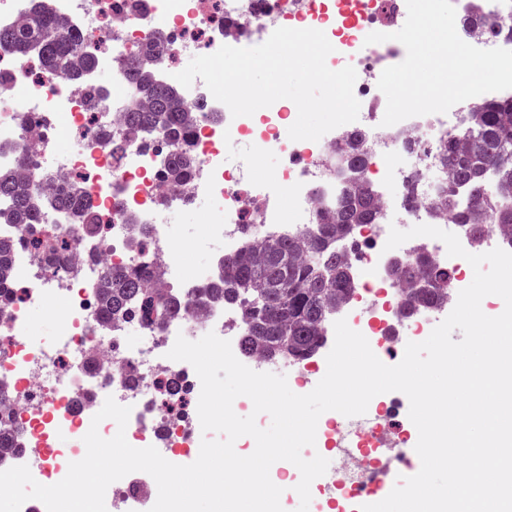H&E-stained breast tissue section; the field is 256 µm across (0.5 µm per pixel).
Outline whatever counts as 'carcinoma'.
Wrapping results in <instances>:
<instances>
[{"label": "carcinoma", "instance_id": "carcinoma-1", "mask_svg": "<svg viewBox=\"0 0 512 512\" xmlns=\"http://www.w3.org/2000/svg\"><path fill=\"white\" fill-rule=\"evenodd\" d=\"M0 43L21 55H39L50 69H65L74 80L82 79L95 65L94 53L81 46L44 4L25 23L0 29ZM127 71L139 98L147 103L144 108L134 103L126 112L127 123L166 137L170 175L190 178V159L183 144L191 120L184 102L140 63L129 62ZM363 140L359 132L347 134L346 146L337 154L336 163L347 171L348 188L332 215L319 217L318 223L298 235L267 240L256 250L224 261L222 273L203 289L213 301L245 307V350L268 358L310 356L326 318L351 293L348 264L336 243L354 239L357 225L375 219L378 204L377 188L366 176L368 154ZM439 155L448 169L440 205L453 213L457 223L468 225L476 238L482 237L490 222L512 233V99L492 101L467 113L459 131L440 139ZM0 199L10 201V217L19 230L31 233L43 204L37 191L0 173ZM392 272L408 287V313L447 299L451 274L425 252L394 266ZM149 276L146 271H130L119 280L105 273L104 314L125 320L152 319L156 324L181 314L171 294L145 287ZM424 279L429 287H415Z\"/></svg>", "mask_w": 512, "mask_h": 512}]
</instances>
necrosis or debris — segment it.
I'll return each instance as SVG.
<instances>
[{"instance_id": "1", "label": "necrosis or debris", "mask_w": 512, "mask_h": 512, "mask_svg": "<svg viewBox=\"0 0 512 512\" xmlns=\"http://www.w3.org/2000/svg\"><path fill=\"white\" fill-rule=\"evenodd\" d=\"M51 9L85 46L95 49L97 68L112 75V93L92 104L89 81L49 76L41 57L1 46L0 74L9 80L0 87V172L23 173L36 188H63L82 196L96 208L104 231L89 239L72 209L45 213L36 236L0 224V239L12 242L6 300L0 304V430L14 438L13 451L0 457V470L22 465L29 456L47 455L52 466L31 467L33 478L43 485L61 481L70 462L81 460L85 451L56 447V438L83 439L110 396L131 409L125 432L131 446H152L172 463L189 464L203 438L196 412L201 383L189 363L167 357L180 335L192 341L215 332L255 371H288L307 390L319 382L334 345L333 323L325 324L316 352L305 359L269 360L246 353L241 310L221 303L198 305L199 290L217 269L185 263L182 254L191 232L169 223L170 208L192 200L216 211L217 220L200 225L199 231L226 257L245 253L249 238L244 225H253L258 238L298 233L315 223L318 211L335 207L346 183L336 172V150L349 130L363 131L372 157L368 174L381 206L375 223L357 230L369 248L352 258L354 294L336 316L377 352L386 349L398 329L408 336L429 335L466 286L464 259L448 256L441 240L416 237L386 249L391 226L439 227L456 234L474 254L502 246L496 227L477 240L465 225L434 212L428 200L440 180L429 178L419 201L390 193L392 186L405 185L412 170L430 174L438 134L457 127L462 112L487 100L482 94L444 114L383 126L386 97L377 83L382 71L406 54L391 38L406 21L398 0H51ZM279 27L323 31L333 46L328 67L355 68L357 121L316 142L294 141L282 130L295 122V112L275 103L249 117H232L198 78L182 91L184 103L196 112L187 145L192 177L185 187L171 186L165 149L149 152L126 141L123 153H112V140H126L125 114L136 97L127 76L129 59L139 58L147 66L164 59L162 79L168 83L175 62L224 45H260ZM372 32L389 39L366 44ZM244 140L258 154L279 150L284 166L267 175L247 163L229 166L227 147ZM420 248L451 271L452 288L445 303L408 317L402 287L387 268L392 258ZM141 267L159 270V286L183 299L185 311L159 327L140 322L142 339L131 346L128 323L104 317L98 288L106 271ZM60 300L65 303L61 326L54 336H39L29 310ZM403 441L384 403L366 418L327 414L317 424L315 445L332 454L336 478L317 483V492L332 499L367 484L370 473L390 468L389 449Z\"/></svg>"}]
</instances>
